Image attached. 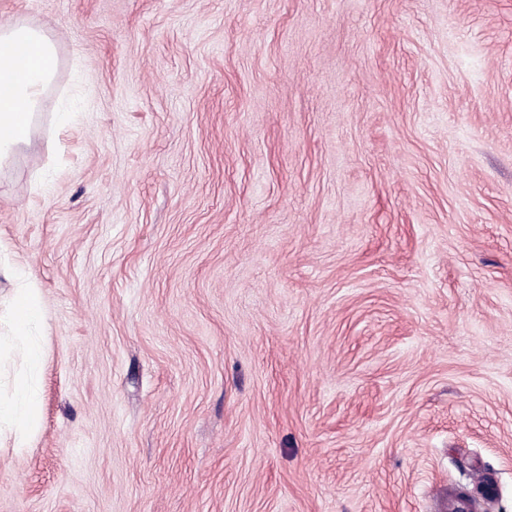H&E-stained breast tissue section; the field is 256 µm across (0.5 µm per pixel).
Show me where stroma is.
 <instances>
[{
  "label": "stroma",
  "instance_id": "1",
  "mask_svg": "<svg viewBox=\"0 0 512 512\" xmlns=\"http://www.w3.org/2000/svg\"><path fill=\"white\" fill-rule=\"evenodd\" d=\"M9 19L59 65L0 168V512H512V0ZM40 315L38 288H21L15 299L11 322L17 345L25 353V372L16 381L14 399L10 402L0 401V431L2 427L14 431L16 448H24L35 427L38 398L35 380L41 369V355L38 338L30 330Z\"/></svg>",
  "mask_w": 512,
  "mask_h": 512
}]
</instances>
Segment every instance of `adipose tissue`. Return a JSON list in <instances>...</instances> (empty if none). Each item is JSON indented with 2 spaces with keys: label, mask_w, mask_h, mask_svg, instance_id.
Returning <instances> with one entry per match:
<instances>
[{
  "label": "adipose tissue",
  "mask_w": 512,
  "mask_h": 512,
  "mask_svg": "<svg viewBox=\"0 0 512 512\" xmlns=\"http://www.w3.org/2000/svg\"><path fill=\"white\" fill-rule=\"evenodd\" d=\"M56 67V44L48 30L18 20L0 24V163L28 143L35 111ZM40 315L38 289H20L11 322L25 353V372L16 381L13 400L0 401V428L14 431L19 448L35 427L41 355L31 328Z\"/></svg>",
  "instance_id": "1"
}]
</instances>
